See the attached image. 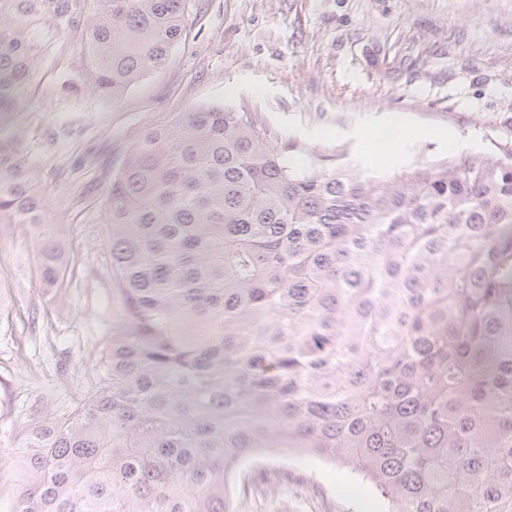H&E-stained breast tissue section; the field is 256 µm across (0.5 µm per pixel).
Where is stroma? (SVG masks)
I'll return each instance as SVG.
<instances>
[{
  "label": "stroma",
  "instance_id": "1",
  "mask_svg": "<svg viewBox=\"0 0 512 512\" xmlns=\"http://www.w3.org/2000/svg\"><path fill=\"white\" fill-rule=\"evenodd\" d=\"M216 106L252 112L304 157L391 177L420 159L512 151V0H196L163 69L118 102L85 87L80 47L35 64L11 129L24 142L74 264L41 288L33 246L0 235V512L18 487L14 453L39 421L64 415L91 386L120 320L106 250V199L128 147L170 113ZM406 134L387 162L363 147L371 127ZM454 132L456 147L430 131ZM286 473L249 490L235 512H383L376 491L299 451H264Z\"/></svg>",
  "mask_w": 512,
  "mask_h": 512
}]
</instances>
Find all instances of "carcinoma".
Masks as SVG:
<instances>
[{"instance_id": "obj_1", "label": "carcinoma", "mask_w": 512, "mask_h": 512, "mask_svg": "<svg viewBox=\"0 0 512 512\" xmlns=\"http://www.w3.org/2000/svg\"><path fill=\"white\" fill-rule=\"evenodd\" d=\"M195 0H0V234L40 285L66 225L4 132L56 48L114 102L162 68ZM252 112L190 107L110 185L118 327L91 387L26 434L10 512H228L261 448L370 483L384 512H512V152L392 177L298 166Z\"/></svg>"}]
</instances>
